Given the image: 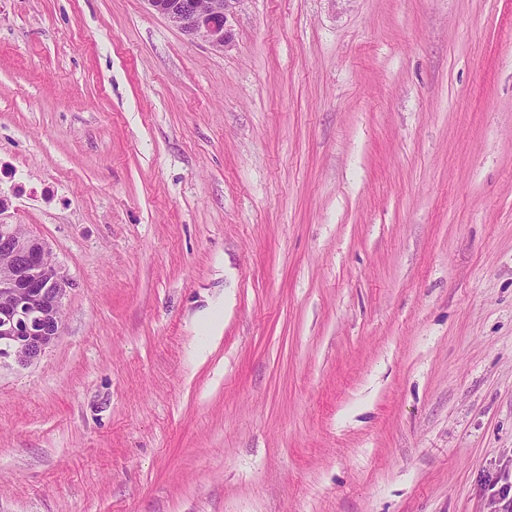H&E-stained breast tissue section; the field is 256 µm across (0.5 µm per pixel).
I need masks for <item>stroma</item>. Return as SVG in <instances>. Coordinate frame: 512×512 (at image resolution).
<instances>
[{"instance_id":"obj_1","label":"stroma","mask_w":512,"mask_h":512,"mask_svg":"<svg viewBox=\"0 0 512 512\" xmlns=\"http://www.w3.org/2000/svg\"><path fill=\"white\" fill-rule=\"evenodd\" d=\"M0 0V512H512V0ZM221 314V330L206 324ZM154 11L166 18L190 39H200L221 50L232 42L230 20L243 0H147ZM0 267V363L24 367L59 335L70 282L47 245L16 224H0Z\"/></svg>"}]
</instances>
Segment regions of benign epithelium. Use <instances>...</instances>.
<instances>
[{"mask_svg":"<svg viewBox=\"0 0 512 512\" xmlns=\"http://www.w3.org/2000/svg\"><path fill=\"white\" fill-rule=\"evenodd\" d=\"M190 39L221 50L232 42L230 20L243 0H147ZM0 363L24 367L38 360L59 335L62 300L70 282L47 245L0 224Z\"/></svg>","mask_w":512,"mask_h":512,"instance_id":"1","label":"benign epithelium"}]
</instances>
